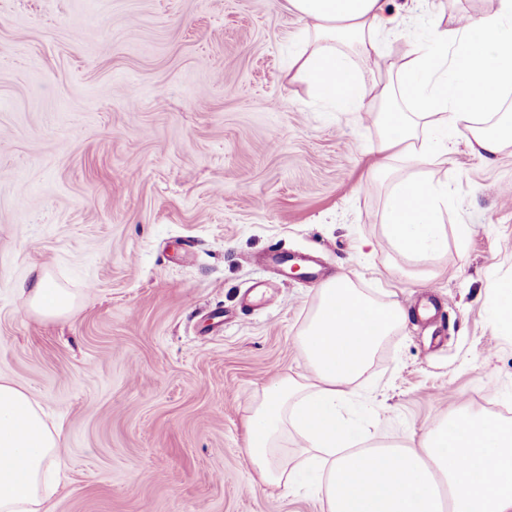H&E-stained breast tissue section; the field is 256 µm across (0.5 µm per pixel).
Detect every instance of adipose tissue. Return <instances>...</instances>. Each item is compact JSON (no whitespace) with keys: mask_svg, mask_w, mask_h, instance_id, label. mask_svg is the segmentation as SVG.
Wrapping results in <instances>:
<instances>
[{"mask_svg":"<svg viewBox=\"0 0 512 512\" xmlns=\"http://www.w3.org/2000/svg\"><path fill=\"white\" fill-rule=\"evenodd\" d=\"M388 0H286L305 24L288 62L335 109L371 117L379 156L366 189L405 156L427 162L440 140L467 134L471 149L494 162L512 144V0L479 15L434 18L435 45L376 70L381 41L400 25ZM353 37L358 63L340 45ZM450 195L433 177L391 183L382 243L412 263L437 257L447 242ZM21 292L34 314L59 319L76 298L45 274ZM409 318L340 273L318 288L297 343L306 374L277 376L251 401L247 457L258 485L291 491L310 485L323 512H512V421L461 410L432 426L418 446L383 433L356 434L343 403L389 336ZM295 432L311 458L290 465L281 442ZM58 433L40 404L0 378V512H51V473L61 457Z\"/></svg>","mask_w":512,"mask_h":512,"instance_id":"ef3b65f1","label":"adipose tissue"}]
</instances>
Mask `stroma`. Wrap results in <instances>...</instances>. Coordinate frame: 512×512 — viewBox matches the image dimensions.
<instances>
[{
  "label": "stroma",
  "instance_id": "stroma-1",
  "mask_svg": "<svg viewBox=\"0 0 512 512\" xmlns=\"http://www.w3.org/2000/svg\"><path fill=\"white\" fill-rule=\"evenodd\" d=\"M404 2L392 62L457 6ZM302 27L282 0H0V376L59 433L52 512H322L253 487L247 460L251 397L304 373L318 287L262 263L273 248L408 312L355 384L362 422L415 445L461 406L512 420V335L488 320L512 283V146L492 165L462 138L440 165L390 161L454 205L431 278L390 274L366 246L378 131L289 80ZM42 272L74 315L29 313L19 287ZM263 283L275 303L243 311Z\"/></svg>",
  "mask_w": 512,
  "mask_h": 512
}]
</instances>
